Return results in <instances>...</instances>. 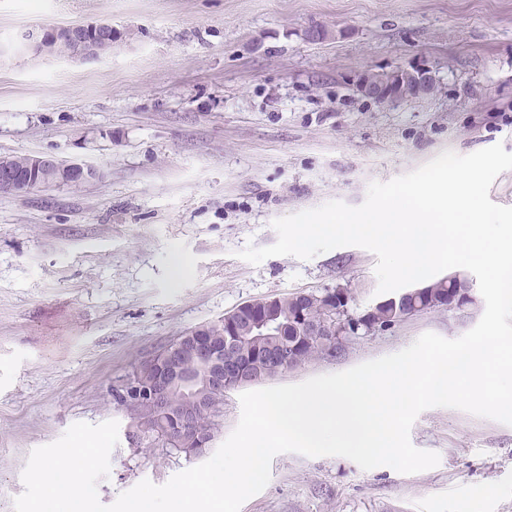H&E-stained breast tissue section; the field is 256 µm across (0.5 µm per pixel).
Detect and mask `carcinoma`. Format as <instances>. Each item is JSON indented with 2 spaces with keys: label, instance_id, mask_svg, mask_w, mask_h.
I'll use <instances>...</instances> for the list:
<instances>
[{
  "label": "carcinoma",
  "instance_id": "obj_1",
  "mask_svg": "<svg viewBox=\"0 0 512 512\" xmlns=\"http://www.w3.org/2000/svg\"><path fill=\"white\" fill-rule=\"evenodd\" d=\"M462 289L451 286L438 279L429 283L426 292L415 298L409 296L395 304L376 308L373 312L363 314L350 313V303L338 306L330 304L324 293L301 295L292 293L279 297L274 307L276 330L268 333L259 328L263 319L251 311H241L233 316L241 332L230 335L227 318L210 322L206 327L214 342L224 346V359L232 361L237 370H252L261 373L262 378H270L286 370L281 362L273 358L285 352L292 357L291 368H298L318 357H334L342 351V341L333 336L319 339L305 335L307 323L336 324L339 320L360 323V329L370 331L375 328L385 329L399 321L426 311H451L449 304L459 297ZM238 384L224 383V390L212 391L208 395L212 412L198 417L193 425V432L202 441H213L222 431L221 417L224 413V393L235 389ZM175 430V417L161 411L153 420L151 436L188 458L196 455V448H179L169 442Z\"/></svg>",
  "mask_w": 512,
  "mask_h": 512
}]
</instances>
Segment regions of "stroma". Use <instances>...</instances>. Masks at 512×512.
<instances>
[{"mask_svg":"<svg viewBox=\"0 0 512 512\" xmlns=\"http://www.w3.org/2000/svg\"><path fill=\"white\" fill-rule=\"evenodd\" d=\"M107 22L96 59L14 49L25 29ZM326 29L313 42L312 27ZM425 60L431 95L380 105L353 81ZM512 152V0H0V155H48L98 180L0 194V512L31 452L73 424L129 419L106 393L145 358L240 305L344 287L376 304V256L237 253L275 219L440 153ZM484 313L424 312L349 337L340 354L268 379L296 384L447 339ZM410 439L437 453L414 474L340 456L276 455L240 512H512V425L433 407ZM120 438L97 485L109 505L142 480L200 465Z\"/></svg>","mask_w":512,"mask_h":512,"instance_id":"35a3bbf8","label":"stroma"}]
</instances>
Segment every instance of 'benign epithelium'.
<instances>
[{
	"label": "benign epithelium",
	"mask_w": 512,
	"mask_h": 512,
	"mask_svg": "<svg viewBox=\"0 0 512 512\" xmlns=\"http://www.w3.org/2000/svg\"><path fill=\"white\" fill-rule=\"evenodd\" d=\"M107 27V23H87L28 29L21 33L19 46L22 50L44 54L48 52L50 42L63 39L75 47L71 57L95 58L99 51L97 33ZM355 85L363 95L379 103L389 104L428 94L435 85V77L431 66L418 62L384 75L363 73L357 77ZM28 169V177L24 179L9 166V159L1 158L0 193L23 196L55 178L65 176L71 177L75 182L100 178V172L94 168L77 163L66 164L46 156H29ZM185 338L191 340L192 356L198 366L196 376L189 378L182 374L175 359V349L168 348L161 357L153 355L143 361L152 370L149 381L143 382L133 375L127 378L120 395L124 398L136 397L155 406L160 403L162 395L175 386L199 385L215 391L224 389V349L213 343L207 329L202 326L192 329ZM207 410L204 396L199 391L178 413L181 438L189 436V426L196 414ZM128 417V433L132 441L135 442L149 433L153 415L130 413Z\"/></svg>",
	"instance_id": "obj_1"
}]
</instances>
